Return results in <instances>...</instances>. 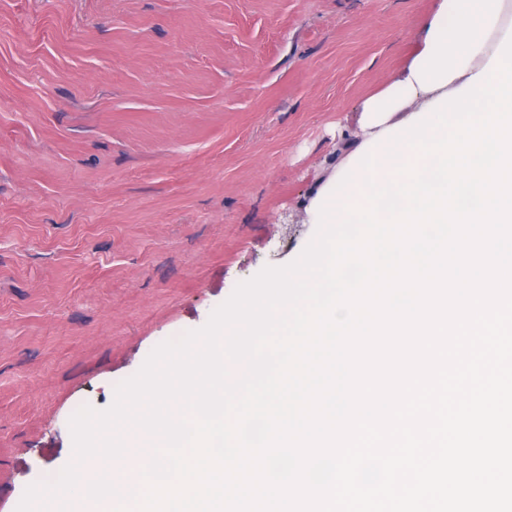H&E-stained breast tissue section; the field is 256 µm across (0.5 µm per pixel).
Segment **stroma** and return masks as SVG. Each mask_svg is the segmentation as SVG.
<instances>
[{
	"instance_id": "obj_1",
	"label": "stroma",
	"mask_w": 512,
	"mask_h": 512,
	"mask_svg": "<svg viewBox=\"0 0 512 512\" xmlns=\"http://www.w3.org/2000/svg\"><path fill=\"white\" fill-rule=\"evenodd\" d=\"M435 0H0V512L163 341L313 239Z\"/></svg>"
}]
</instances>
